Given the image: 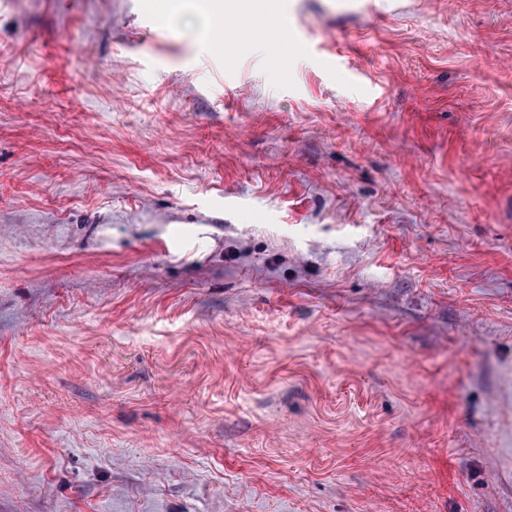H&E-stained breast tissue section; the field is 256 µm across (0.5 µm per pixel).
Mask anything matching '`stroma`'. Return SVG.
I'll list each match as a JSON object with an SVG mask.
<instances>
[{"instance_id":"35a3bbf8","label":"stroma","mask_w":512,"mask_h":512,"mask_svg":"<svg viewBox=\"0 0 512 512\" xmlns=\"http://www.w3.org/2000/svg\"><path fill=\"white\" fill-rule=\"evenodd\" d=\"M0 0V512H512V0ZM210 1L222 3H216L206 10H198V12L207 21L205 31L210 37V45L221 49V45L216 43L214 36L221 28L223 29L224 26H226L227 18L236 16L241 17L250 11L242 10L241 2H239L242 0H227L225 2L220 0Z\"/></svg>"}]
</instances>
